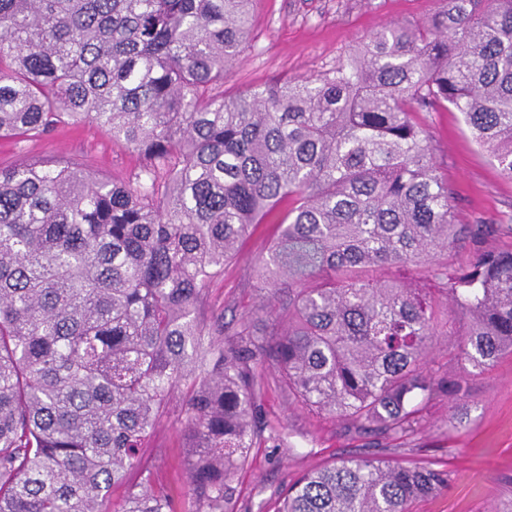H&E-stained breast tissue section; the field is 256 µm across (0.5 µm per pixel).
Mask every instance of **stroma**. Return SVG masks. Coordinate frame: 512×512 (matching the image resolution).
I'll return each mask as SVG.
<instances>
[{"mask_svg":"<svg viewBox=\"0 0 512 512\" xmlns=\"http://www.w3.org/2000/svg\"><path fill=\"white\" fill-rule=\"evenodd\" d=\"M434 8L435 0H254L251 42L226 77L224 94L232 97L275 80L323 74L386 24L421 22ZM427 123L440 172L456 191L457 221L500 225V234L489 237L487 246H511L512 180L500 174L493 158L476 143L460 112H433ZM55 159L71 160L110 180L129 178L144 163L93 122L21 142L0 139V167ZM273 232V225L257 226L211 288L210 303L223 310L225 320L261 318L260 293L249 273ZM429 366L468 377V418L459 428L449 427L447 400H434L424 431L403 441L359 437L341 421L309 411L277 382L274 369L264 366L262 411L271 424L289 433L290 443L278 447L267 441L251 450L235 482L241 512H277L279 494L301 474L368 451L448 470V490L420 501L416 512H512V357H501L484 373H472L450 361L443 340L435 345ZM187 447L184 416L175 403L146 453L160 456L158 478L177 497L189 486Z\"/></svg>","mask_w":512,"mask_h":512,"instance_id":"1","label":"stroma"}]
</instances>
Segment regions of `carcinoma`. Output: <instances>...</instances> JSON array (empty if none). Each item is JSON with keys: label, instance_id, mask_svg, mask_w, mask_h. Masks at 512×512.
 <instances>
[{"label": "carcinoma", "instance_id": "carcinoma-1", "mask_svg": "<svg viewBox=\"0 0 512 512\" xmlns=\"http://www.w3.org/2000/svg\"><path fill=\"white\" fill-rule=\"evenodd\" d=\"M252 0H0V138L94 122L146 164L0 167V512H237L262 367L358 436L400 440L467 379L427 367L435 337L475 372L512 356V248L459 224L424 117L453 108L512 179V0H436L316 77L230 99ZM263 329L208 304L253 228ZM466 243L465 265L439 258ZM424 270L412 285L379 270ZM180 396L188 494L143 448ZM444 469L376 454L303 474L278 512H412ZM126 486L115 503L112 489Z\"/></svg>", "mask_w": 512, "mask_h": 512}]
</instances>
